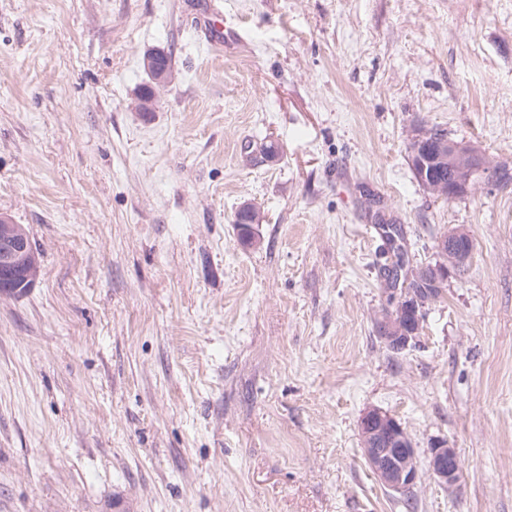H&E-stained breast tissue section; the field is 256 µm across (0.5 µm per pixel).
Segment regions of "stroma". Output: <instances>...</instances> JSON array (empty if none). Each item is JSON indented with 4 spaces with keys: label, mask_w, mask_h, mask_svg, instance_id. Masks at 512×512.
Listing matches in <instances>:
<instances>
[{
    "label": "stroma",
    "mask_w": 512,
    "mask_h": 512,
    "mask_svg": "<svg viewBox=\"0 0 512 512\" xmlns=\"http://www.w3.org/2000/svg\"><path fill=\"white\" fill-rule=\"evenodd\" d=\"M430 128L512 169V0H0V214L41 260L0 293V512H512V183L429 194ZM387 224L414 266L474 243L398 352ZM371 407L454 488L405 508ZM164 54L163 51H153L144 56L146 67L153 73V85L150 89L139 92L136 98V106L140 112H148L152 109L157 89L171 80L172 69L167 64ZM359 434L367 464L391 492L406 496L421 480L414 443L404 426L391 414L372 408L359 422ZM411 494L404 500L414 507ZM462 464L447 440H436L428 450V472L432 479L452 488L458 481Z\"/></svg>",
    "instance_id": "stroma-1"
}]
</instances>
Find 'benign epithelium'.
I'll return each mask as SVG.
<instances>
[{"label": "benign epithelium", "instance_id": "benign-epithelium-1", "mask_svg": "<svg viewBox=\"0 0 512 512\" xmlns=\"http://www.w3.org/2000/svg\"><path fill=\"white\" fill-rule=\"evenodd\" d=\"M145 65L153 73V85L139 92L137 108L148 112L156 99L157 89L166 85L172 69L162 51L145 55ZM412 164L422 171L423 186L433 195L453 199L465 195L479 178L495 181L496 175L482 155L470 144L442 137L433 131L416 135L411 147ZM448 165L446 180H434L427 170ZM438 250L446 256L437 264L423 268L417 275L422 283L437 285L448 280L470 257L473 241L469 234L455 229L438 241ZM15 274L20 285L29 288L37 277V255L31 248L23 225L0 215V270ZM388 307L377 319L380 339L393 351L406 348L415 339L412 319L423 320L426 303L407 288H388ZM359 434L367 464L391 492L405 496L421 480L414 443L404 426L391 414L372 408L359 422ZM462 464L455 449L446 440H436L428 450V472L440 484L453 487L461 474Z\"/></svg>", "mask_w": 512, "mask_h": 512}]
</instances>
